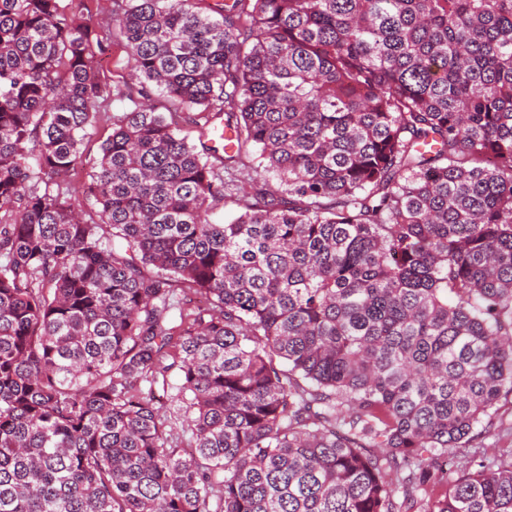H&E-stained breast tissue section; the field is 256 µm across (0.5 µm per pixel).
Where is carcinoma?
<instances>
[{
  "instance_id": "obj_1",
  "label": "carcinoma",
  "mask_w": 512,
  "mask_h": 512,
  "mask_svg": "<svg viewBox=\"0 0 512 512\" xmlns=\"http://www.w3.org/2000/svg\"><path fill=\"white\" fill-rule=\"evenodd\" d=\"M112 21L135 91L89 18L0 0V512H512V451L452 468L512 393V0ZM131 103L127 99L109 97L101 105L100 119L96 128L84 144V155L86 158H96L99 154L100 144L112 132V115H120L128 110ZM157 107L160 112H181L180 128L182 129V135L186 136L189 142L199 145V126L196 124L198 121L197 110H187L166 99H157Z\"/></svg>"
}]
</instances>
